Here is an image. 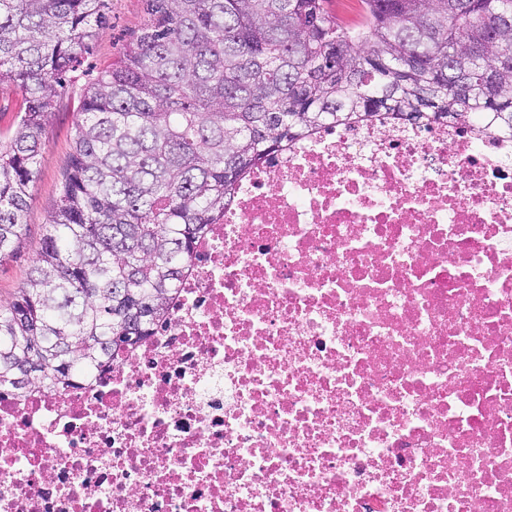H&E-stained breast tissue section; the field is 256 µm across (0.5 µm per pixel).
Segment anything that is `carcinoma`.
I'll return each instance as SVG.
<instances>
[{
	"mask_svg": "<svg viewBox=\"0 0 512 512\" xmlns=\"http://www.w3.org/2000/svg\"><path fill=\"white\" fill-rule=\"evenodd\" d=\"M111 0H0V260L14 254L48 118ZM82 86L43 246L0 307V391L89 381L167 317L195 241L266 155L326 123L484 117L512 135V0H145ZM20 100L9 89L0 90V133L12 123L18 109Z\"/></svg>",
	"mask_w": 512,
	"mask_h": 512,
	"instance_id": "1",
	"label": "carcinoma"
}]
</instances>
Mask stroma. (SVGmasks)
<instances>
[{"mask_svg":"<svg viewBox=\"0 0 512 512\" xmlns=\"http://www.w3.org/2000/svg\"><path fill=\"white\" fill-rule=\"evenodd\" d=\"M148 16L144 0H112L107 24L100 30L90 54L85 55L75 80L62 94L49 119L39 157L38 174L22 222L24 235L12 257L0 261V305H8L26 280L40 251L55 209L62 174L72 152V128L79 92L95 71L119 60L130 40L144 27Z\"/></svg>","mask_w":512,"mask_h":512,"instance_id":"stroma-1","label":"stroma"}]
</instances>
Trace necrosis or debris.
Here are the masks:
<instances>
[{
    "label": "necrosis or debris",
    "mask_w": 512,
    "mask_h": 512,
    "mask_svg": "<svg viewBox=\"0 0 512 512\" xmlns=\"http://www.w3.org/2000/svg\"><path fill=\"white\" fill-rule=\"evenodd\" d=\"M0 512H512V138L267 155L150 336L0 392Z\"/></svg>",
    "instance_id": "necrosis-or-debris-1"
}]
</instances>
